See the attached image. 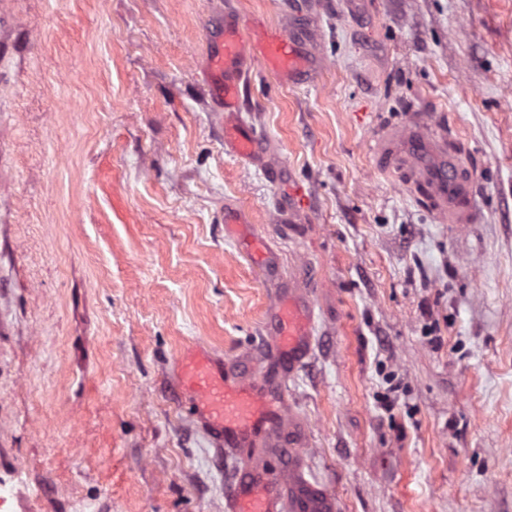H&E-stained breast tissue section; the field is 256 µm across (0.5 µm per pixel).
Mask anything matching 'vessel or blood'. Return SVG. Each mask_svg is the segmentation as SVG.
<instances>
[{
  "label": "vessel or blood",
  "mask_w": 512,
  "mask_h": 512,
  "mask_svg": "<svg viewBox=\"0 0 512 512\" xmlns=\"http://www.w3.org/2000/svg\"><path fill=\"white\" fill-rule=\"evenodd\" d=\"M242 26L239 16L220 22L210 67L221 75L214 95L224 114L225 148L229 154L257 162L264 141L239 120L241 82L251 70L272 63L285 79L305 77L309 35L299 30L249 45L241 38ZM388 154L402 171L404 186L422 195L439 217L452 224L481 220L471 174L446 138L429 135L424 124L415 121L391 139ZM313 319L311 301L296 291H289L287 307L272 304L265 336L287 352L289 367H296L309 354ZM176 367V389L191 399L194 418L218 454L278 444L283 433H296V426L286 423L284 381L255 377L244 372L242 362L231 364L191 347L177 357ZM289 454L284 468L255 459L235 471L224 497V512H284L286 504L299 501L306 512H335L332 494L303 481L298 449L290 448Z\"/></svg>",
  "instance_id": "b4317fda"
}]
</instances>
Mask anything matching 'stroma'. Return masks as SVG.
<instances>
[{"instance_id":"35a3bbf8","label":"stroma","mask_w":512,"mask_h":512,"mask_svg":"<svg viewBox=\"0 0 512 512\" xmlns=\"http://www.w3.org/2000/svg\"><path fill=\"white\" fill-rule=\"evenodd\" d=\"M228 11L249 42L313 32L308 80L242 90L259 163L210 95ZM419 114L481 223L380 160ZM249 238L316 306L287 397L306 479L338 512H512V0H0V512H222L174 361L277 371Z\"/></svg>"}]
</instances>
